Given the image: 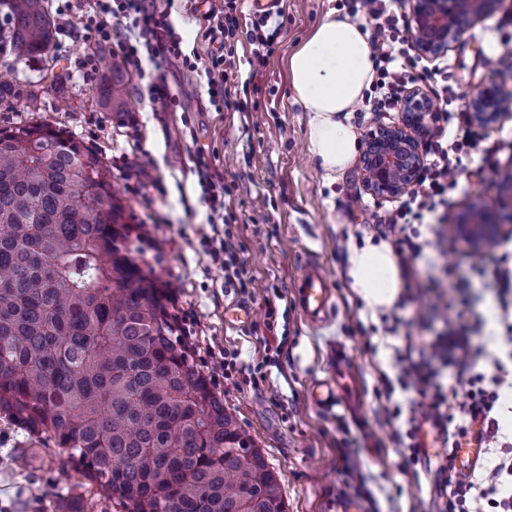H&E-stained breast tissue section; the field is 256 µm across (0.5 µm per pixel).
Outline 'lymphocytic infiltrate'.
I'll return each instance as SVG.
<instances>
[{
    "label": "lymphocytic infiltrate",
    "instance_id": "f902f5d3",
    "mask_svg": "<svg viewBox=\"0 0 512 512\" xmlns=\"http://www.w3.org/2000/svg\"><path fill=\"white\" fill-rule=\"evenodd\" d=\"M397 3L398 0H341L348 15L364 18L365 29L369 33L375 78L371 96L362 102V109L366 112L396 111L415 81L419 59L412 53L411 33ZM95 7L101 16L100 21L63 24L62 29L70 40L82 39L85 30L91 28L96 33L97 44L111 45L110 20L121 17L126 21L125 38L121 44L126 57L134 58L142 52L151 64L156 65L164 55L180 53L182 38L170 20V9H148L145 0H95ZM237 9V0H209L205 13L208 26L203 36L216 43L217 49L211 52L210 63L204 71L211 97L221 100L227 110L244 112L248 109L246 101L232 94L227 87L228 72L233 62L225 57L223 48L239 37H246L254 46V56L263 63L268 58L267 49L273 37L262 32L271 19L270 14H261L253 30L245 32L241 29ZM472 144V133L467 129L457 130L450 139L441 133L430 136L423 144L425 165L417 188L396 209L381 216L378 227L385 234L394 236L404 273H411L416 259L428 245L427 240L421 237L418 223L425 214L435 212L445 204L449 188L456 183L460 155ZM201 242L213 259L220 261L225 280L237 284L242 293H250L254 279L240 257V247L233 235L225 234L219 240L205 235ZM481 354V348L471 346L462 337L448 335L429 342L420 360L397 356L400 388L433 400L428 413L421 414L413 409L407 413L406 449L412 463H420L426 456L418 442L421 424L433 422L442 435L449 430L447 416L441 407L451 394L444 391L439 381L436 361L447 359L463 366L478 360ZM511 380L512 369L499 362L494 363L492 373L469 376L468 389L458 402L462 423L456 432L463 436L471 427H478L482 447L489 448L497 443L501 451L492 465L484 467L481 481H474L469 476L456 481L452 498L439 503L437 512H456L458 503L467 500L475 504V512H512V445L500 443V425L493 414L500 389Z\"/></svg>",
    "mask_w": 512,
    "mask_h": 512
}]
</instances>
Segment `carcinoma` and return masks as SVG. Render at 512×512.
I'll use <instances>...</instances> for the list:
<instances>
[{
  "mask_svg": "<svg viewBox=\"0 0 512 512\" xmlns=\"http://www.w3.org/2000/svg\"><path fill=\"white\" fill-rule=\"evenodd\" d=\"M19 57L44 0H0ZM112 67L99 102L120 112ZM99 154L43 124L0 129V413L121 512H287L280 479L175 334Z\"/></svg>",
  "mask_w": 512,
  "mask_h": 512,
  "instance_id": "obj_1",
  "label": "carcinoma"
}]
</instances>
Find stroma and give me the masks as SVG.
Returning <instances> with one entry per match:
<instances>
[{
    "label": "stroma",
    "mask_w": 512,
    "mask_h": 512,
    "mask_svg": "<svg viewBox=\"0 0 512 512\" xmlns=\"http://www.w3.org/2000/svg\"><path fill=\"white\" fill-rule=\"evenodd\" d=\"M339 0H278L280 30L266 63L249 43L233 47V91L247 99L246 112H219L208 95L203 71L168 56L161 71H138L119 49L93 39L65 41L30 59L0 53V75L12 73L20 89L37 87L35 103L0 104V129L45 123L94 148L112 171V182L141 240L143 260L174 287L169 304L193 323L189 343L208 357L210 343L238 348L243 366H260L256 385L220 384L215 393L254 439L278 472L288 512H337L353 497L361 512H435L437 471L447 465L443 451L415 465L395 441L401 421L391 419L402 392L387 393L385 378L396 377L395 348L410 347L420 357L425 344L448 331H462L472 344H486L502 361L512 360L499 318L503 300L512 301L495 276L497 262L512 243L498 242L486 266L472 268L470 242L450 244L430 231L417 261L415 286L400 309V323L370 309L344 275L352 247L379 242L377 217L396 200L364 192L359 163L328 179L309 151L308 119L294 98L287 61L312 28ZM204 0H174L171 19L183 38V52L208 56L203 36ZM93 56V80L74 72V62ZM128 78L127 109L115 112L97 103V83L108 64ZM448 67L460 120L476 90L497 81L512 92V0L474 21L444 57L427 68ZM162 78L169 98L152 100L150 84ZM72 100L58 110L61 97ZM478 146L463 151L458 183L449 191V218L479 200L497 197L498 170L512 166V119L478 130ZM227 189L224 215L241 258L254 276V293L242 296L224 282L219 263L199 243L210 233L208 207L198 184V166ZM326 271L333 291V314L319 327L306 324L293 303V283L303 256ZM247 306L253 321L229 326L224 310ZM282 345L278 363L263 364L265 344ZM343 351L355 383L354 407L345 414L312 405L307 390L323 378L335 351ZM360 468V492L347 487L346 464ZM84 479L64 469L45 441L0 417V512H115L108 503L79 497Z\"/></svg>",
    "instance_id": "stroma-1"
}]
</instances>
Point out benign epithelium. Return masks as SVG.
I'll return each mask as SVG.
<instances>
[{"instance_id": "benign-epithelium-1", "label": "benign epithelium", "mask_w": 512, "mask_h": 512, "mask_svg": "<svg viewBox=\"0 0 512 512\" xmlns=\"http://www.w3.org/2000/svg\"><path fill=\"white\" fill-rule=\"evenodd\" d=\"M409 27L417 54L425 58L448 52L465 30L466 21L496 10L502 0H408ZM502 94L493 82L484 85L469 103V118L481 128L491 130L512 113L491 105L502 101ZM437 108L419 87L408 90L400 107L398 121L379 124L363 139L360 167L364 190L381 200L398 198L418 183L424 167L422 138L431 133ZM500 197L491 202L475 204L462 214L455 231L481 249L492 247L505 232L512 230V170L501 174Z\"/></svg>"}]
</instances>
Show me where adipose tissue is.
I'll return each mask as SVG.
<instances>
[{
	"mask_svg": "<svg viewBox=\"0 0 512 512\" xmlns=\"http://www.w3.org/2000/svg\"><path fill=\"white\" fill-rule=\"evenodd\" d=\"M373 69L368 33L333 11L288 60L294 96L309 114L310 151L328 174L343 172L356 156L349 118L371 86ZM346 275L372 307H392L398 297L401 269L387 243L353 250Z\"/></svg>",
	"mask_w": 512,
	"mask_h": 512,
	"instance_id": "obj_1",
	"label": "adipose tissue"
}]
</instances>
